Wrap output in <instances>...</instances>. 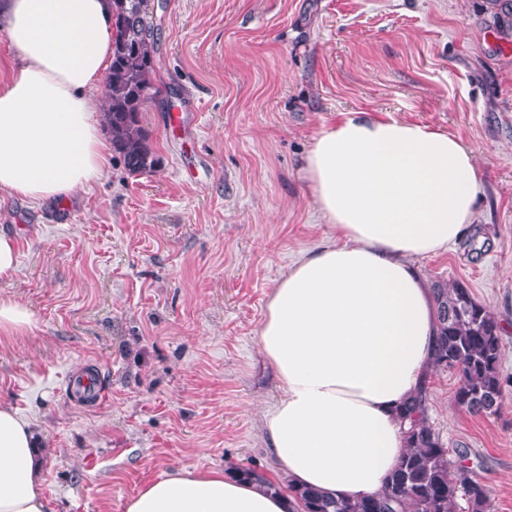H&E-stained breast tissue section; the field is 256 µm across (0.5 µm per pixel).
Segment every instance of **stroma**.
I'll return each mask as SVG.
<instances>
[{
  "instance_id": "obj_1",
  "label": "stroma",
  "mask_w": 512,
  "mask_h": 512,
  "mask_svg": "<svg viewBox=\"0 0 512 512\" xmlns=\"http://www.w3.org/2000/svg\"><path fill=\"white\" fill-rule=\"evenodd\" d=\"M497 0H165L143 114L159 159L69 202L0 200L19 239L0 297L33 315L0 335V401L30 422L46 512H124L177 469L282 473L263 409L280 393L256 336L270 292L326 245L301 168L313 136L353 112L421 122L474 153L472 231L415 258L464 284L501 327L497 414L453 403L434 371L430 421L453 465L512 512V29ZM96 369L103 400L68 377Z\"/></svg>"
}]
</instances>
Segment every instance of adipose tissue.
Instances as JSON below:
<instances>
[{
	"label": "adipose tissue",
	"instance_id": "obj_1",
	"mask_svg": "<svg viewBox=\"0 0 512 512\" xmlns=\"http://www.w3.org/2000/svg\"><path fill=\"white\" fill-rule=\"evenodd\" d=\"M18 54L0 66V195L33 203L88 192L110 167L97 94L112 60L110 0H0ZM303 175L331 243L271 291L258 330L282 395L263 412L289 485L379 493L404 441V401L429 385L437 316L414 265L460 241L481 182L461 139L356 112L312 140ZM29 423L0 403V512H45ZM288 497L223 470L179 469L124 512H288Z\"/></svg>",
	"mask_w": 512,
	"mask_h": 512
}]
</instances>
